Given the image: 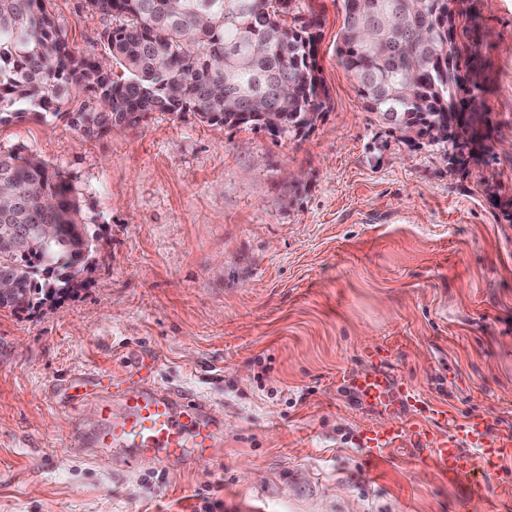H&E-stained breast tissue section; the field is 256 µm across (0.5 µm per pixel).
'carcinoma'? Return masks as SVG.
Segmentation results:
<instances>
[{"mask_svg": "<svg viewBox=\"0 0 512 512\" xmlns=\"http://www.w3.org/2000/svg\"><path fill=\"white\" fill-rule=\"evenodd\" d=\"M111 18L112 59L74 50L46 0H0V124L66 119L92 137L140 124L153 112H192L203 122L262 129L277 112L276 137H299L329 110L316 61L319 20L299 0H85ZM336 56L366 108L403 140L468 155L490 121L477 110L478 57L459 44L458 0H343ZM293 24L287 25L288 18ZM123 74L113 78V67ZM94 91L97 106L66 109L72 92ZM0 309L23 311L67 294L93 263L67 178L39 155L0 151ZM52 225V235L39 229Z\"/></svg>", "mask_w": 512, "mask_h": 512, "instance_id": "1", "label": "carcinoma"}]
</instances>
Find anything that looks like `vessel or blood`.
<instances>
[{
  "label": "vessel or blood",
  "instance_id": "vessel-or-blood-1",
  "mask_svg": "<svg viewBox=\"0 0 512 512\" xmlns=\"http://www.w3.org/2000/svg\"><path fill=\"white\" fill-rule=\"evenodd\" d=\"M154 373L150 367L138 379L122 383L96 372L64 378L56 387L55 400L76 414L73 439L126 466L160 463L172 456L189 459L219 447L221 423L209 403L156 383ZM352 386L361 402L392 413L400 412L411 399L385 372L355 379ZM87 405L93 408L89 421L79 415ZM431 420L445 428V435L429 436L419 423L403 419L396 426L369 431L365 446L377 452L405 438L417 447L429 444L434 466L443 474L512 455V436L488 439L489 425L482 415L459 422L436 410Z\"/></svg>",
  "mask_w": 512,
  "mask_h": 512
}]
</instances>
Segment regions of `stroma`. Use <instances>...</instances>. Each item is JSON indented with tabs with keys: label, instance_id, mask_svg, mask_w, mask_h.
Masks as SVG:
<instances>
[{
	"label": "stroma",
	"instance_id": "obj_1",
	"mask_svg": "<svg viewBox=\"0 0 512 512\" xmlns=\"http://www.w3.org/2000/svg\"><path fill=\"white\" fill-rule=\"evenodd\" d=\"M320 21L331 106L298 139L152 113L91 138L65 121L0 125V151L71 183L100 253L67 298L0 309V512H512V456L437 476L425 448L367 452L393 425L351 378L391 370L428 408L512 431V0H465V46L491 118L482 161L400 139L336 58L343 0ZM71 47L99 59L110 18L48 0ZM156 379L210 402L222 446L106 467L70 438L58 379Z\"/></svg>",
	"mask_w": 512,
	"mask_h": 512
}]
</instances>
